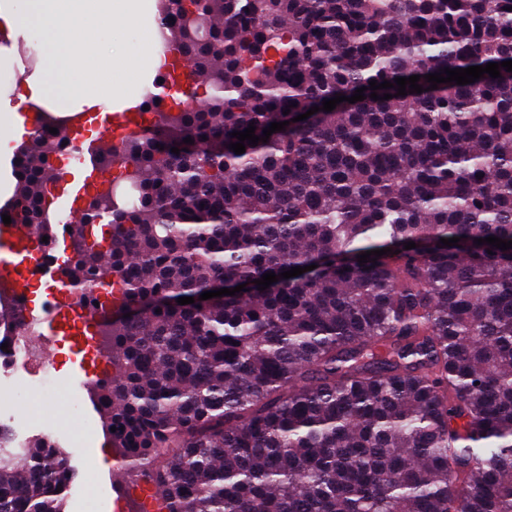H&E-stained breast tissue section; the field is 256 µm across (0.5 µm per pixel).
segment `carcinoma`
Returning <instances> with one entry per match:
<instances>
[{
    "mask_svg": "<svg viewBox=\"0 0 512 512\" xmlns=\"http://www.w3.org/2000/svg\"><path fill=\"white\" fill-rule=\"evenodd\" d=\"M510 6L189 0L170 25L206 95L123 141L136 197H93L67 262L103 308L91 391L140 512H512V248L476 243L512 240V72L425 79L512 60ZM17 173L38 238L56 168L36 145ZM221 283L245 289L199 299ZM73 477L0 425V512H65Z\"/></svg>",
    "mask_w": 512,
    "mask_h": 512,
    "instance_id": "cac0c4a2",
    "label": "carcinoma"
}]
</instances>
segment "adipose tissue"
Listing matches in <instances>:
<instances>
[{"mask_svg":"<svg viewBox=\"0 0 512 512\" xmlns=\"http://www.w3.org/2000/svg\"><path fill=\"white\" fill-rule=\"evenodd\" d=\"M144 11V0H27L26 10L1 9L0 19L6 24L41 27L56 48L57 57L48 62L44 75L29 79L22 103L33 109L68 112L77 103L93 108L121 97L122 89L104 85L93 92L88 85L102 81L106 74L101 43L114 28L137 23ZM76 39L81 42L79 66L59 64V57L69 55Z\"/></svg>","mask_w":512,"mask_h":512,"instance_id":"1","label":"adipose tissue"}]
</instances>
